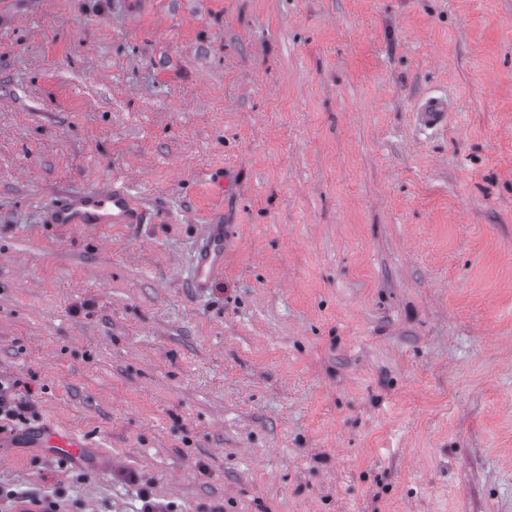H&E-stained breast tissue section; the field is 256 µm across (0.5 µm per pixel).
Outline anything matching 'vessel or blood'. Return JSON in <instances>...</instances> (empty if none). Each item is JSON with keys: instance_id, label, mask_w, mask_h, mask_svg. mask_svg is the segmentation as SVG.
I'll return each instance as SVG.
<instances>
[{"instance_id": "b4317fda", "label": "vessel or blood", "mask_w": 512, "mask_h": 512, "mask_svg": "<svg viewBox=\"0 0 512 512\" xmlns=\"http://www.w3.org/2000/svg\"><path fill=\"white\" fill-rule=\"evenodd\" d=\"M414 123L419 131L437 133L448 126V103L438 95L423 97L414 109ZM147 212L128 187L108 183L91 190L58 192L48 208L50 223L90 228L98 224H142ZM224 219L214 215L204 225L192 259L190 286L197 291L209 288L224 272ZM47 443L53 454L77 455L88 445L86 437L68 427L47 428Z\"/></svg>"}]
</instances>
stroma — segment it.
Segmentation results:
<instances>
[{
	"instance_id": "35a3bbf8",
	"label": "stroma",
	"mask_w": 512,
	"mask_h": 512,
	"mask_svg": "<svg viewBox=\"0 0 512 512\" xmlns=\"http://www.w3.org/2000/svg\"><path fill=\"white\" fill-rule=\"evenodd\" d=\"M0 380V512H512V0H0ZM415 127L425 133H437L448 128V103L438 95L423 97L414 109ZM147 212L128 187L115 182L91 190L58 192L48 208L50 224L91 228L97 224H146ZM222 214L214 215L209 224H204L192 259L190 286L199 292L209 288L210 283L224 272V236ZM16 383L4 384L0 381V421L9 420H23V413L27 408L22 400L15 398L13 388ZM47 443L52 448V455L76 456L83 448H88L87 438L63 425L47 427Z\"/></svg>"
}]
</instances>
